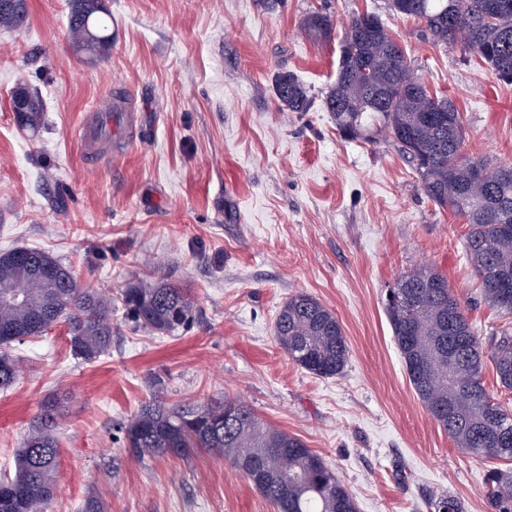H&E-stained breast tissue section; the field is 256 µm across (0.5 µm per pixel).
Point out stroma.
<instances>
[{"label":"stroma","mask_w":512,"mask_h":512,"mask_svg":"<svg viewBox=\"0 0 512 512\" xmlns=\"http://www.w3.org/2000/svg\"><path fill=\"white\" fill-rule=\"evenodd\" d=\"M111 44L77 52L68 0H27L0 30V251L39 247L78 287L119 294L155 274L193 290L197 319L162 336L134 329L112 304V348L84 363L65 325L14 344L24 373L0 390V470L43 400L65 394L58 487L48 512L97 496L108 512H276L238 470L204 450L137 460L122 426L160 378L171 403L243 400L299 437L336 472L358 512H435L447 494L463 512H492L490 461L457 448L412 389L385 312L404 272L448 278L478 334L506 322L483 300L465 252V220L423 192L388 140L351 139L323 101L354 14L374 12L406 48L428 88L461 114L467 152L512 162V83L462 45H436L420 19L387 0H104ZM334 20L330 41L304 28ZM293 73L304 112L282 111L274 80ZM44 104L19 129L16 87ZM126 126L88 145L99 109ZM305 292L332 310L350 355L323 378L280 349L276 314Z\"/></svg>","instance_id":"35a3bbf8"}]
</instances>
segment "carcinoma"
<instances>
[{
    "label": "carcinoma",
    "instance_id": "carcinoma-1",
    "mask_svg": "<svg viewBox=\"0 0 512 512\" xmlns=\"http://www.w3.org/2000/svg\"><path fill=\"white\" fill-rule=\"evenodd\" d=\"M389 9L425 23L435 44L458 41L476 52L504 82L512 83V0H388ZM27 0H0V29L15 31ZM102 0H71L69 30L78 52L102 55L110 44ZM314 36L329 40L334 23L315 11L306 19ZM281 107L305 112L308 92L287 72L275 81ZM337 129L358 137L370 118L413 166L427 197L469 224L466 249L483 299L512 314V175L464 150L460 112L447 96L431 93L407 51L382 18L364 13L344 29L336 81L324 99ZM17 127L37 129L44 107L37 92L18 87L12 98ZM487 173L484 179L478 172ZM385 309L409 382L430 417L468 454L512 461V409L482 382L485 360L499 385L512 391V330L488 339L445 276L422 266L401 274L388 289ZM139 329L171 335L196 319L192 291L163 278L138 277L120 293ZM65 323L74 355L93 363L112 347V295L76 287L71 271L48 251L17 248L0 253V389L15 384L20 359L12 345ZM278 344L307 372L342 373L349 346L335 314L307 293L288 298L275 321ZM126 450L144 459L208 450L242 472L277 512H356L350 490L323 458L298 437L258 417L248 404L224 398L170 404L161 395L143 402L122 427ZM58 407L46 402L14 453V475L0 476V512H47L59 472ZM493 512H512V469L485 475Z\"/></svg>",
    "mask_w": 512,
    "mask_h": 512
}]
</instances>
